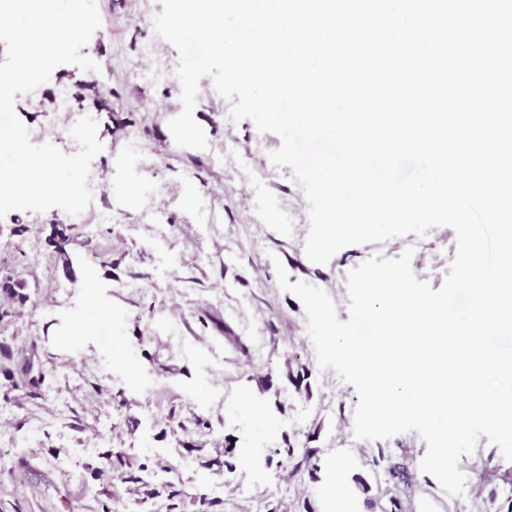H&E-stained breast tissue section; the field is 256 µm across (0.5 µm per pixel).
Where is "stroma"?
Instances as JSON below:
<instances>
[{
    "label": "stroma",
    "instance_id": "obj_1",
    "mask_svg": "<svg viewBox=\"0 0 512 512\" xmlns=\"http://www.w3.org/2000/svg\"><path fill=\"white\" fill-rule=\"evenodd\" d=\"M97 5L101 26L82 53L99 72L62 65L15 100L29 130L67 154L79 149L71 127L96 120L101 184L87 212L111 209L112 221L73 224L58 208L0 219V278L24 280L27 295L22 304L0 296V512H366L369 495L396 501L395 512H475L471 492L448 495L421 471L417 432L355 439L356 391L319 369L304 306L274 267L282 261L290 282L324 290L344 322L347 276L373 256L412 250L417 279L439 289L454 230L311 262L304 191L270 160L279 136L232 120L231 100L205 77L194 117L208 146L176 145L168 122L182 110L179 54L154 31L162 5ZM62 88L73 111L55 117ZM57 233L71 268L57 258ZM26 362L40 386L24 385ZM290 446L320 458L289 477L277 452ZM381 450L411 486L386 483L373 464ZM154 473L177 497L144 499Z\"/></svg>",
    "mask_w": 512,
    "mask_h": 512
}]
</instances>
